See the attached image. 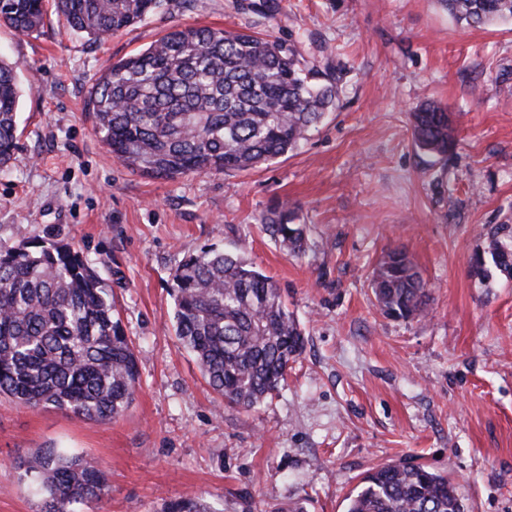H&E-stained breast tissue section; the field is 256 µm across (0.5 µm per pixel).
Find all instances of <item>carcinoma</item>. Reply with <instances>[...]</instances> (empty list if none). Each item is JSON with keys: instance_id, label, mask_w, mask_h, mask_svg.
<instances>
[{"instance_id": "cac0c4a2", "label": "carcinoma", "mask_w": 512, "mask_h": 512, "mask_svg": "<svg viewBox=\"0 0 512 512\" xmlns=\"http://www.w3.org/2000/svg\"><path fill=\"white\" fill-rule=\"evenodd\" d=\"M469 27L512 24V0H441ZM162 0H54L72 32L94 42L153 15ZM42 0H0V23L20 33L43 23ZM337 83L292 46L253 32L173 28L109 66L89 92L95 129L113 156L150 178L237 174L296 148L335 102ZM17 65L0 59V168L17 149ZM415 145L438 157L454 147L448 108L426 100L411 115ZM283 207L265 218L284 247L303 249L302 225ZM486 254L512 277V245L493 231ZM382 313L426 312V289L403 250L372 274ZM175 331L228 404L253 409L279 391L302 353V330L282 290L239 253L203 248L172 276ZM139 372L106 284L85 256L58 241L0 247V394L106 422L134 400ZM35 483L41 512H78L108 491L93 457L47 448L17 461ZM166 512H213L183 497ZM347 512H465L455 484L424 465L394 462L369 472Z\"/></svg>"}]
</instances>
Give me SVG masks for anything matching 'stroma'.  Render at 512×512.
I'll list each match as a JSON object with an SVG mask.
<instances>
[{"label": "stroma", "instance_id": "35a3bbf8", "mask_svg": "<svg viewBox=\"0 0 512 512\" xmlns=\"http://www.w3.org/2000/svg\"><path fill=\"white\" fill-rule=\"evenodd\" d=\"M164 0L92 43L44 0L43 27L0 26L22 89L15 158L0 171V245L57 236L100 262L135 346L140 386L96 423L0 396V512H39L15 466L45 448L94 457L109 490L80 512H164L181 497L216 512H346L395 461L448 475L467 512H512V278L475 276L487 236L512 228V26L457 24L439 0ZM173 26L250 30L338 77L336 105L296 150L243 174L153 179L101 140L89 89L105 67ZM425 99L458 130L451 156L413 143ZM289 205L305 251L266 231ZM213 245L284 291L305 347L284 387L253 409L219 403L174 329L172 273ZM405 249L427 315L393 319L371 288Z\"/></svg>", "mask_w": 512, "mask_h": 512}]
</instances>
